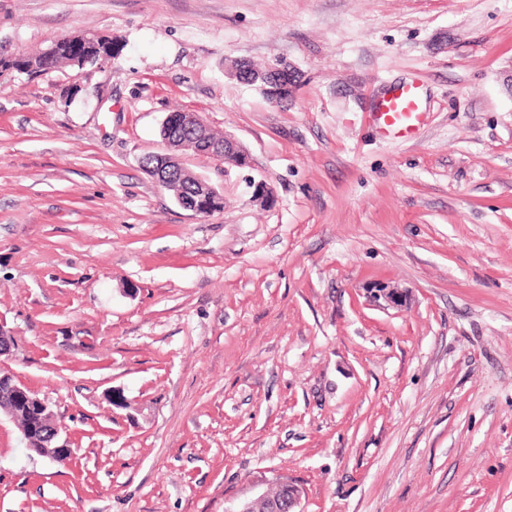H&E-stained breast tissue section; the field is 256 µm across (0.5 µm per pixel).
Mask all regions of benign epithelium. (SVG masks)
<instances>
[{
  "mask_svg": "<svg viewBox=\"0 0 512 512\" xmlns=\"http://www.w3.org/2000/svg\"><path fill=\"white\" fill-rule=\"evenodd\" d=\"M226 69L228 73L244 84H252L257 81L267 87L269 98L274 103H280L287 99L296 90V85L282 83L281 75L284 74V64L277 62L270 64L257 73H252L240 60L230 61ZM178 123L193 132V139L198 144L195 153L208 156L212 159L230 162L238 167L249 165V155L240 142L231 135H224L222 141H212L208 138L207 125L197 112H182L178 117ZM167 153L163 155V161L149 165L141 161L145 172L152 177L158 185L168 179L164 166L174 165L180 173V177L189 178L194 182L192 195L177 196L175 200L184 209L199 213L198 201L219 194L218 189L209 181L193 175L180 161L178 152L165 146ZM374 298L383 301L385 306L402 308L407 305L408 297L403 291L379 287L375 290ZM7 416L11 421H16L19 416L25 417V426L20 429L22 443L28 452L45 458L54 463H66L72 448L69 440L62 437V428L57 422L49 404L41 399L31 388L20 383L16 377L7 371L0 370V415ZM301 490L297 489L288 502L264 493L256 498L237 504L230 512H251L252 508L260 504L265 512H299Z\"/></svg>",
  "mask_w": 512,
  "mask_h": 512,
  "instance_id": "1",
  "label": "benign epithelium"
}]
</instances>
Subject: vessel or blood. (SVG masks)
<instances>
[{"mask_svg": "<svg viewBox=\"0 0 512 512\" xmlns=\"http://www.w3.org/2000/svg\"><path fill=\"white\" fill-rule=\"evenodd\" d=\"M423 116L422 89L414 82L391 86L376 99L370 114L381 136L399 141L415 137Z\"/></svg>", "mask_w": 512, "mask_h": 512, "instance_id": "obj_1", "label": "vessel or blood"}]
</instances>
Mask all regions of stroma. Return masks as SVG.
<instances>
[{"label": "stroma", "instance_id": "stroma-1", "mask_svg": "<svg viewBox=\"0 0 512 512\" xmlns=\"http://www.w3.org/2000/svg\"><path fill=\"white\" fill-rule=\"evenodd\" d=\"M77 33L120 52L0 75V369L74 449L0 420V512H230L278 480L302 512H512V0H0V46ZM412 81L424 124L386 141L373 103ZM175 109L250 156L185 158L223 211L141 167ZM226 69L232 77L241 83L260 88V90L266 96L269 95L270 100L276 104L281 103L283 100L293 95L297 87V84H282L283 80L279 77L284 74V64L281 62L267 65L263 71H259L256 74L250 72L244 63L237 59L231 60L227 64ZM257 81H260L261 83ZM262 84L266 87V90L269 93L262 88ZM2 414L16 425L18 416L25 417V426L19 430L28 452L54 463L70 460L69 440L62 439V428L49 404L12 373L0 370V416Z\"/></svg>", "mask_w": 512, "mask_h": 512}]
</instances>
